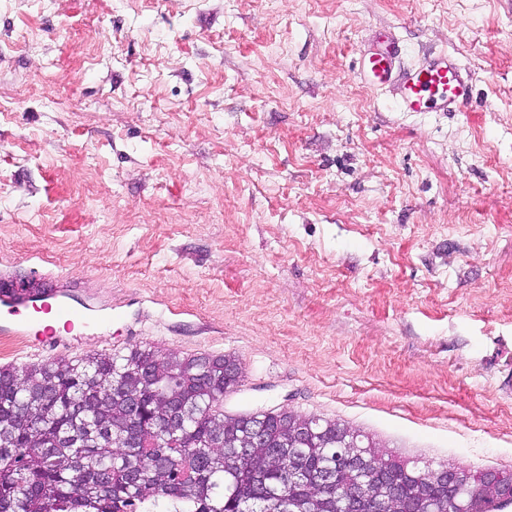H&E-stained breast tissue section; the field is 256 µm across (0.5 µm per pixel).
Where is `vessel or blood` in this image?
I'll use <instances>...</instances> for the list:
<instances>
[{
  "label": "vessel or blood",
  "instance_id": "1",
  "mask_svg": "<svg viewBox=\"0 0 512 512\" xmlns=\"http://www.w3.org/2000/svg\"><path fill=\"white\" fill-rule=\"evenodd\" d=\"M402 48L377 35L359 59V77L368 87L389 93L402 112H457L471 99V79L456 58L433 52L404 65ZM76 297L64 287L34 286L25 291L0 292V334L23 336L37 314L55 312L66 329L86 326L88 314L75 307Z\"/></svg>",
  "mask_w": 512,
  "mask_h": 512
}]
</instances>
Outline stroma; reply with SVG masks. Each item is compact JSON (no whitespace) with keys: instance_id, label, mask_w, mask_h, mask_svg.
Masks as SVG:
<instances>
[{"instance_id":"1","label":"stroma","mask_w":512,"mask_h":512,"mask_svg":"<svg viewBox=\"0 0 512 512\" xmlns=\"http://www.w3.org/2000/svg\"><path fill=\"white\" fill-rule=\"evenodd\" d=\"M450 51L464 112L357 77ZM99 309L0 367L238 358L226 413L512 470V0H0V279Z\"/></svg>"}]
</instances>
